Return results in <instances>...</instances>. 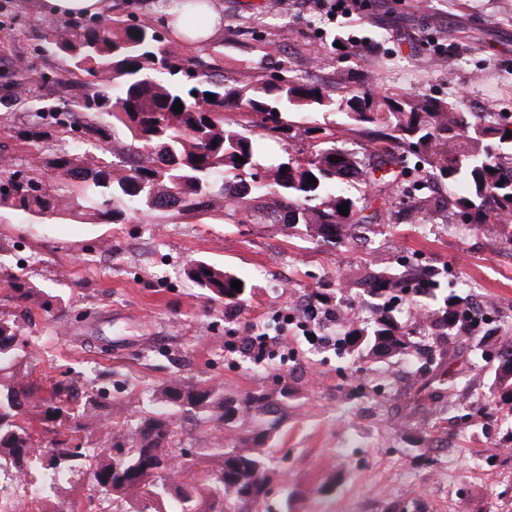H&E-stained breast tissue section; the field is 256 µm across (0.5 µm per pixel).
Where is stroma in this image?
<instances>
[{"instance_id": "1", "label": "stroma", "mask_w": 512, "mask_h": 512, "mask_svg": "<svg viewBox=\"0 0 512 512\" xmlns=\"http://www.w3.org/2000/svg\"><path fill=\"white\" fill-rule=\"evenodd\" d=\"M220 17L206 47L228 85L250 90L291 74L375 96L424 93L458 97L475 112L512 113V0H349L328 19L312 0H211ZM45 0H0V180L9 169L56 173L55 147L21 139V115L5 76L26 61L31 76L55 67L34 55L41 28L57 26ZM284 121L305 147L306 128L329 127L336 143L361 152L363 136L335 110L294 111ZM419 258L437 273L421 302L395 307L427 356L354 363L339 343L308 344L296 325L277 333V316L314 293L339 309L354 299L366 268ZM206 260L247 281L239 306L211 300L186 275ZM0 271L52 295L51 312L22 322L24 361L50 385L72 380L129 419V395L149 406L174 379L222 384L224 394H274L287 388L281 422L268 440L276 473L256 512H506L512 505V418L488 399L498 351L512 336V246L494 226L452 223L406 211L381 216L363 238L323 242L303 225L225 224L197 211L129 215L110 224L82 214L39 219L0 209ZM467 282L468 301L497 309V327L478 333L482 351L449 348L436 333L417 334L438 299ZM355 300V299H354ZM264 334L266 360L245 351Z\"/></svg>"}]
</instances>
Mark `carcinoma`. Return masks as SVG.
<instances>
[{"label": "carcinoma", "mask_w": 512, "mask_h": 512, "mask_svg": "<svg viewBox=\"0 0 512 512\" xmlns=\"http://www.w3.org/2000/svg\"><path fill=\"white\" fill-rule=\"evenodd\" d=\"M205 0H161L169 17L192 16L191 31L207 22ZM138 36H133V33ZM42 46L63 64L30 87L28 70L10 74L16 97L27 116L25 139L40 140L55 132L63 141L81 125L86 145L98 152L77 156L56 153L57 182L48 183L32 168L27 182L10 177L0 183V208L38 218L67 216L87 208L114 224L127 212L153 209L207 211L226 224H302L306 231L334 243L378 219V212L346 196L336 184L354 174L375 196L391 202L396 188L421 213L447 207L481 227L495 224L512 246V114L490 121L470 111L458 98L393 93L376 98L359 89L345 98V115L361 126L367 138L362 154L336 147V133L320 129L308 150L295 147L282 113L335 106L323 85L302 83L292 76L279 84H262L247 93L228 87L222 67L209 54L176 56L150 23L133 24L122 17L101 21L71 19L40 34ZM215 101H209V96ZM180 101L183 111L172 110ZM251 127L277 139L286 160L266 166L256 155ZM245 162L236 161L237 157ZM337 158L332 162L331 158ZM411 157L421 167L408 166ZM316 179L308 183L307 176ZM448 185V195L428 194L426 177ZM346 204L343 216L338 207ZM188 278L226 307L240 305L248 292L232 289L238 276L205 261L193 262ZM0 299L23 314L50 305L41 288L15 277L5 279ZM425 278L411 264L402 269H376L364 280L362 293L385 297L416 296ZM463 298L453 292L429 314L450 338L462 334ZM19 322L0 311V468L27 473L38 465L43 485L36 512H63L54 500L70 482V474H88L91 483L111 496L112 512L122 504L166 495L171 512H243L267 495L272 451L266 446L280 419L270 413L262 393L238 401L224 398V389L192 379L173 380L155 392L169 411L157 412L131 400L136 420L115 429L112 410L66 379L50 386L31 379L19 359ZM346 347L358 358L409 356L413 342L405 325L388 307L373 321L351 326ZM490 397L512 416V353L501 359ZM180 413L213 436L204 453L185 454L179 447L176 422ZM238 427L251 432L240 440L222 435Z\"/></svg>", "instance_id": "obj_1"}]
</instances>
